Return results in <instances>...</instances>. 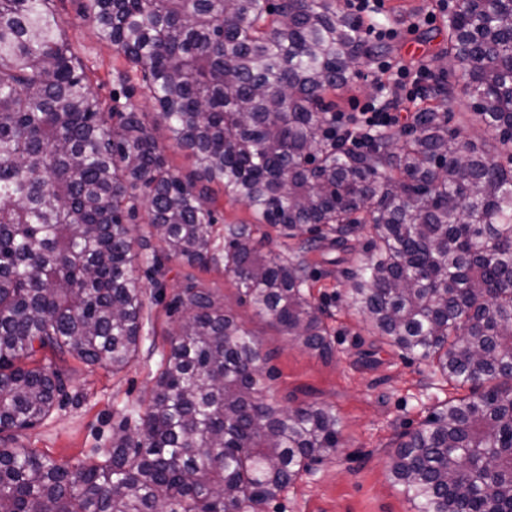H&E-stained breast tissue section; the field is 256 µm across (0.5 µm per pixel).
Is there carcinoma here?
<instances>
[{"mask_svg": "<svg viewBox=\"0 0 512 512\" xmlns=\"http://www.w3.org/2000/svg\"><path fill=\"white\" fill-rule=\"evenodd\" d=\"M53 0H0V512H260L340 444L336 414L260 396L268 354L193 275L185 313L138 434L70 469L15 447L64 394L29 361L50 349L118 373L142 342L147 285L132 221L152 256L206 267L208 185L253 224L224 227V270L241 300L304 350L332 356L323 310L304 291L309 253L347 271V298L373 335L469 393L400 436L393 481L416 512H512V0H464L448 15L455 81L422 94L405 132L333 131L329 97L368 47L334 0H85L157 107L104 111L63 36ZM497 155L448 133L455 86ZM163 121L194 169L174 172ZM267 224L292 240L264 251Z\"/></svg>", "mask_w": 512, "mask_h": 512, "instance_id": "carcinoma-1", "label": "carcinoma"}]
</instances>
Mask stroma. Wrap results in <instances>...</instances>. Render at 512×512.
<instances>
[{
	"label": "stroma",
	"mask_w": 512,
	"mask_h": 512,
	"mask_svg": "<svg viewBox=\"0 0 512 512\" xmlns=\"http://www.w3.org/2000/svg\"><path fill=\"white\" fill-rule=\"evenodd\" d=\"M80 5L81 0H55L53 7L65 22L64 36L86 64L92 91L106 102L123 98L120 76L128 66L112 44L80 18ZM430 11L434 22L423 24ZM378 18L396 33L382 59L405 62L414 70L448 40V10L437 7L436 0H383ZM377 62L371 58L355 66L350 82L336 93L337 111L355 114L374 101L372 88L377 82L392 83V73L374 76ZM189 272L223 296L264 351L270 352L263 380L266 402L283 410L325 406L339 421L341 443L336 453L313 464L294 485L268 500L263 512H414L392 481L390 457L399 434L418 429L434 407L456 392L426 363L407 358L372 336L362 317L346 305L343 267L329 263L308 270V284L325 309L330 331L333 354L324 360L271 328L251 306L239 303L223 265L191 270L179 261H168L160 287L147 290L144 339L137 357L122 372L62 359L48 349L37 354L38 365L67 378L68 396L46 419L21 431L17 447L68 466L111 448L112 434L123 418L145 412L154 378L182 318L171 304Z\"/></svg>",
	"instance_id": "stroma-1"
}]
</instances>
